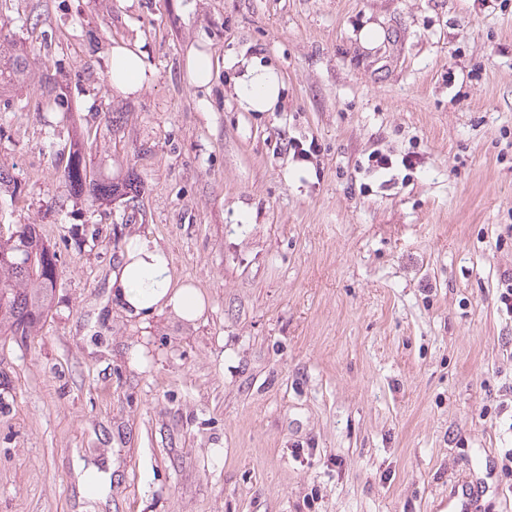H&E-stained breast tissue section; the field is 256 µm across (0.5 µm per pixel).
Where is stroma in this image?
I'll list each match as a JSON object with an SVG mask.
<instances>
[{
	"label": "stroma",
	"instance_id": "35a3bbf8",
	"mask_svg": "<svg viewBox=\"0 0 512 512\" xmlns=\"http://www.w3.org/2000/svg\"><path fill=\"white\" fill-rule=\"evenodd\" d=\"M121 40L154 71L134 97ZM241 57L281 73L276 111L240 108ZM18 58L0 225H38L59 277L31 336L0 333V512H439L466 462L512 512V0H0ZM69 148L139 213L67 189ZM134 234L201 318L112 303ZM137 42L118 41L112 45L107 76L116 93L135 96L147 84L148 72ZM189 81L197 88L208 87L213 78L211 56L197 49H191L186 59Z\"/></svg>",
	"mask_w": 512,
	"mask_h": 512
}]
</instances>
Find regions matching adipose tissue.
Segmentation results:
<instances>
[{
  "label": "adipose tissue",
  "mask_w": 512,
  "mask_h": 512,
  "mask_svg": "<svg viewBox=\"0 0 512 512\" xmlns=\"http://www.w3.org/2000/svg\"><path fill=\"white\" fill-rule=\"evenodd\" d=\"M237 65L242 73L234 91L240 107L247 112L273 111L283 87L279 72L253 59H238ZM107 76L116 93L126 97L140 93L147 84L148 71L138 43H114ZM108 288L116 304L142 318L166 309L192 320L204 311L199 290L174 281L168 252L140 234L127 239L123 260L112 270Z\"/></svg>",
  "instance_id": "obj_1"
}]
</instances>
